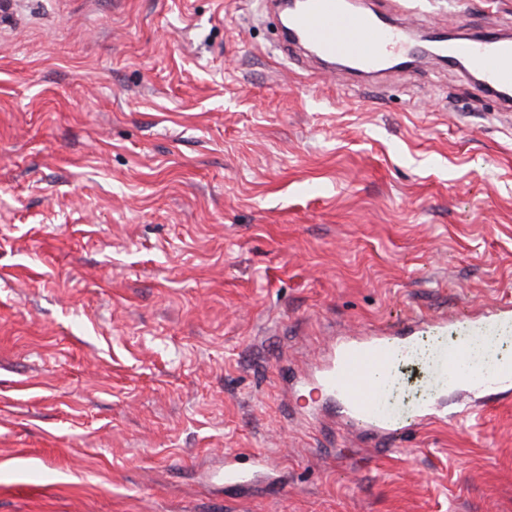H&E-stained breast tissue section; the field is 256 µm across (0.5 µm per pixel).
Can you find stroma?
Returning a JSON list of instances; mask_svg holds the SVG:
<instances>
[{"instance_id": "obj_1", "label": "stroma", "mask_w": 512, "mask_h": 512, "mask_svg": "<svg viewBox=\"0 0 512 512\" xmlns=\"http://www.w3.org/2000/svg\"><path fill=\"white\" fill-rule=\"evenodd\" d=\"M8 2L0 512H512V397L382 441L281 380L512 295V109L426 56L325 72L264 0ZM366 4L512 35V0ZM438 342L394 409L467 400Z\"/></svg>"}]
</instances>
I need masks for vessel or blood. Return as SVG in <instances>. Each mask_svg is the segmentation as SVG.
<instances>
[{
  "mask_svg": "<svg viewBox=\"0 0 512 512\" xmlns=\"http://www.w3.org/2000/svg\"><path fill=\"white\" fill-rule=\"evenodd\" d=\"M284 49L308 47L325 65L369 76L408 52L402 30L372 9H351L344 0H302L289 9ZM481 76L483 93L497 102H512V36L489 32L465 55ZM453 318L419 320L402 336L347 337L335 344L310 383L343 419L362 424L370 434L389 436L399 423L388 387L394 367L416 336L426 329L444 330ZM512 333V301L500 300L484 318L469 321L460 336L438 346L432 375L440 386L466 385L473 402L489 406L512 391V357L494 354V344Z\"/></svg>",
  "mask_w": 512,
  "mask_h": 512,
  "instance_id": "1",
  "label": "vessel or blood"
}]
</instances>
